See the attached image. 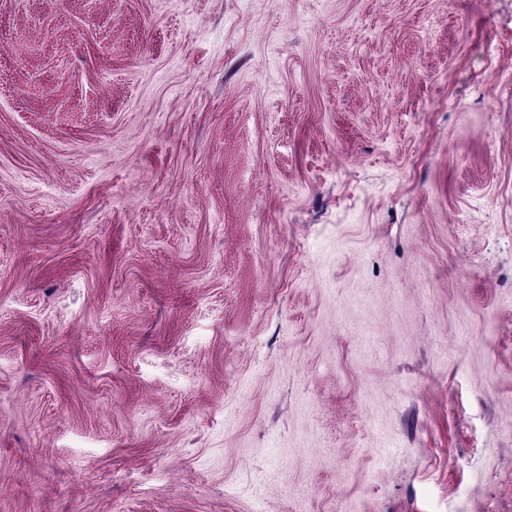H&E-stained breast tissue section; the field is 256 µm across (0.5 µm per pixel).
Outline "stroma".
Listing matches in <instances>:
<instances>
[{"instance_id": "stroma-1", "label": "stroma", "mask_w": 512, "mask_h": 512, "mask_svg": "<svg viewBox=\"0 0 512 512\" xmlns=\"http://www.w3.org/2000/svg\"><path fill=\"white\" fill-rule=\"evenodd\" d=\"M0 512H512V0H0Z\"/></svg>"}]
</instances>
